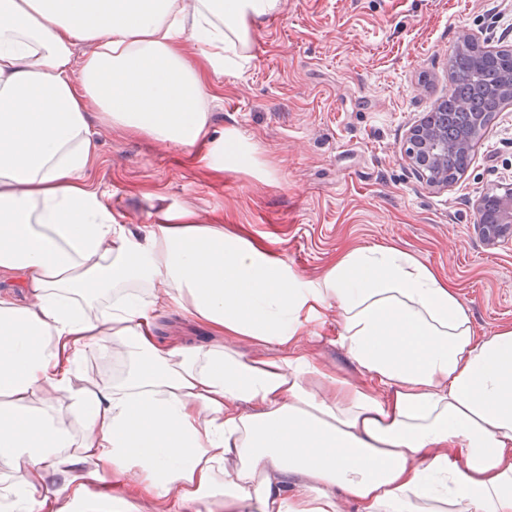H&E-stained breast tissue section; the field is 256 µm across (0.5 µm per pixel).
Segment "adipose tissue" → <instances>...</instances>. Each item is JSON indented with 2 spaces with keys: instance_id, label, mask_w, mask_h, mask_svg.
<instances>
[{
  "instance_id": "ef3b65f1",
  "label": "adipose tissue",
  "mask_w": 512,
  "mask_h": 512,
  "mask_svg": "<svg viewBox=\"0 0 512 512\" xmlns=\"http://www.w3.org/2000/svg\"><path fill=\"white\" fill-rule=\"evenodd\" d=\"M279 2L0 0V512H512V326L397 246L311 279L186 211L132 232L85 181L92 118L208 140L184 42L250 63ZM171 309L216 342L156 339ZM332 314L355 377L301 348Z\"/></svg>"
}]
</instances>
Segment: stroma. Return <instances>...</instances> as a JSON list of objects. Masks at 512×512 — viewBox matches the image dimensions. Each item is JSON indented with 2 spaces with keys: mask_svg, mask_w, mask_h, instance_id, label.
<instances>
[{
  "mask_svg": "<svg viewBox=\"0 0 512 512\" xmlns=\"http://www.w3.org/2000/svg\"><path fill=\"white\" fill-rule=\"evenodd\" d=\"M280 3L245 70L214 72L184 46L211 93L213 139L249 147L253 164L210 166L207 145L187 151L96 120L87 179L100 199L134 230L166 207L192 211L309 278L343 250L393 244L448 278L476 328L512 325V241L490 249L473 229L475 200L512 187V105L447 188H427L403 156L409 126L450 90L461 33L512 47V0ZM336 331L328 317L303 347L346 373Z\"/></svg>",
  "mask_w": 512,
  "mask_h": 512,
  "instance_id": "35a3bbf8",
  "label": "stroma"
}]
</instances>
